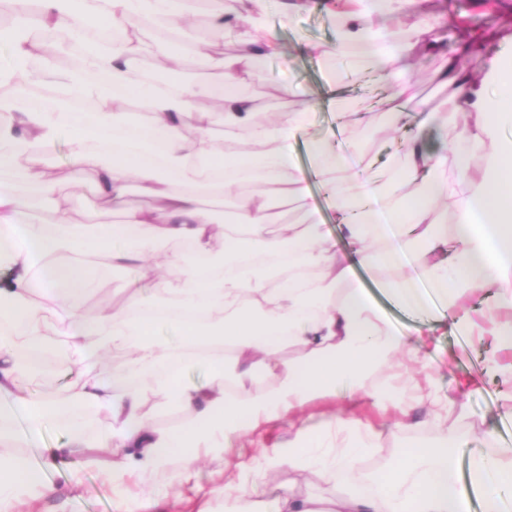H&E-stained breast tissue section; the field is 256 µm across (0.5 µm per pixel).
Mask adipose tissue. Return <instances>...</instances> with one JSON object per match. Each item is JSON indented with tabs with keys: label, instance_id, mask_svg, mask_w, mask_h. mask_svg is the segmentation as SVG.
<instances>
[{
	"label": "adipose tissue",
	"instance_id": "obj_1",
	"mask_svg": "<svg viewBox=\"0 0 512 512\" xmlns=\"http://www.w3.org/2000/svg\"><path fill=\"white\" fill-rule=\"evenodd\" d=\"M30 1L15 0L14 23L0 29V43L11 52L9 63L0 65V84L21 89L0 99V261L13 271L0 284V392H14V403L31 426L56 411L49 402L20 392L30 368L43 357L51 313L69 320L70 349L85 368H92L109 346L135 347L132 364L114 372L111 381L87 376L67 396L65 423L72 436L83 433L85 410L110 413L102 445L112 451L110 472L117 482L131 469L155 472L173 462L179 468L169 477L178 480L195 465L199 449L222 447L228 435L274 420L287 421L294 438L287 453L271 459V468L311 465L329 479L355 476L382 432L340 416L299 424L297 415L310 401L335 394L343 381L359 392L369 371L421 349L441 326L474 335L479 324L464 312L461 299L489 288L503 315L494 339L512 351V138L502 134L504 122L512 123V57H487L477 76L453 64L445 69L441 83L450 91L449 119L477 117L456 135L431 124L428 115L400 108L393 112L397 129H417L405 144L406 162L397 174L411 182L412 191L395 203L384 184L366 191L338 180L346 154L329 136L312 131L307 100L284 106L269 119L261 116L254 97L241 94V83L263 82L264 61L279 51L265 22L268 0H209L210 24L233 44L230 53L192 42L175 45L188 24L186 0H81L76 12L66 8L65 0H34V10ZM420 3L346 0L333 14L336 39L323 48L325 61H362L395 76L405 74L419 31L389 36L387 20L418 12ZM115 29L122 31L121 39L109 38ZM47 35L60 50L83 45L84 66L64 73L41 57ZM148 56L167 70L168 86L144 77L140 63ZM205 70L219 72L223 84L182 79L185 72ZM39 83L64 102L95 100L96 110L84 125L64 128L60 113L29 109L22 91ZM131 99L149 112V125L131 127L125 112ZM218 122L246 130L248 148H216L211 133ZM64 131L72 165L95 174L98 196L122 216L90 240L66 221L50 229L36 219L37 206L55 202L58 184L19 163L34 150L50 152ZM301 134L319 167L331 173L325 188L341 237L327 232L309 205V177L294 157ZM450 167L456 172L452 179L446 174ZM462 176L468 180L464 193L458 182ZM132 179L144 198L137 208L125 200ZM281 195L298 202L306 221L276 232L271 201ZM224 197L235 206V223L228 229L215 223L205 205L206 199ZM448 203L455 210L454 226L430 220L433 208ZM171 240L188 242L215 263L219 275H208L171 252L164 263L177 270V277H148V260ZM90 246L132 274L135 283L172 304L202 312V322H175L179 343L173 346L163 341L159 327L134 320L132 312L141 306L135 296L118 312L77 315L69 300L91 288L92 272L73 256ZM260 254L288 255L309 277L284 286L283 268L256 263ZM356 263L395 272L389 294L401 306L421 307L420 283L432 289L440 306L415 328L414 341L393 333L355 286ZM41 288L59 294L40 302L35 293ZM279 325L286 326L288 342L302 351V358L279 360L280 342L273 333ZM217 342L233 354L200 358L210 372L209 384H188L176 372L152 382L153 369L168 363L176 349ZM262 372L276 375L278 384L253 392V380ZM148 386L189 409L193 426L153 427L142 409ZM455 449V434L443 432L436 443L408 449L388 470L369 477L367 488L339 493L331 501L288 490L260 509L233 482L225 483L223 495L234 512H464ZM470 476L485 490L484 512H501L505 496L512 495V448L474 456ZM42 486L27 459L0 457V496Z\"/></svg>",
	"mask_w": 512,
	"mask_h": 512
}]
</instances>
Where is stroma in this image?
Returning a JSON list of instances; mask_svg holds the SVG:
<instances>
[{
    "instance_id": "1",
    "label": "stroma",
    "mask_w": 512,
    "mask_h": 512,
    "mask_svg": "<svg viewBox=\"0 0 512 512\" xmlns=\"http://www.w3.org/2000/svg\"><path fill=\"white\" fill-rule=\"evenodd\" d=\"M430 21L424 43L418 44L412 55V72L404 78L374 76L365 69L352 70L348 76L334 81L318 53L319 47L331 44L336 27L331 15L315 5L292 16H284L275 0H270L267 24L275 32L279 52L265 63L266 86L257 87L258 103L263 111H275L280 101L269 96L268 85L290 88L294 94H305L314 102L311 123L314 128L329 131L336 127V113L329 96L351 100L359 112L366 115L355 137L361 153L371 159L375 170L384 175L398 171L404 163V132L393 131L381 121L382 113L392 111L400 99L430 94L434 97L437 120H444L448 111V91L439 81L438 73L451 57L470 71L482 69L488 55L500 51V39L512 34V0H423L419 15H396L390 18L388 29L395 34L406 32L420 18ZM476 32L479 45L465 48L463 37ZM32 163L50 174L59 184V205H45L42 217L54 224L57 207L68 211L71 223L85 225L89 221L113 223L111 212L105 210L95 191V175L74 168L69 162L67 140H60L53 152L33 157ZM96 286L77 298L80 313L94 315L106 308L120 306L136 294L137 288L128 273L112 267L100 254L91 258ZM392 272L371 273L355 267L354 279L368 299L386 319L391 329L400 335L413 330L419 319L399 307L386 291ZM48 336L46 370L37 378L27 380V392L55 401L64 400L65 385L79 384L82 369L67 355L66 323L53 318L47 323ZM425 353L429 370H418L411 376L397 377L395 370L384 369L371 375L365 388L370 392H392L393 401L378 408L368 402L351 405L350 389L340 385L338 396L309 405L305 416L316 424L339 410L354 411L364 423L384 429L379 449L365 455L360 462L363 473L374 474L391 467L402 451L427 445L444 430L459 436L456 469L459 484L469 482V460L473 454L490 453L499 448L505 438L500 430L501 414L512 409V402L501 395L503 377L486 369L484 360L496 355L500 364L512 363V352H495L491 336H463L450 328H442L431 339ZM450 396L461 400L464 415H457L448 406L429 415L425 396ZM143 411L158 429L190 427L192 414L186 409L161 400L152 391L143 395ZM0 412L13 428L10 439L0 443V455L22 456L41 474L50 488L49 494L39 490L23 491L10 502L7 512H121L122 499H137L148 484L165 485L162 475L133 473L122 486L111 485L106 473L110 451H99L103 430L110 423L109 414L101 409L85 413V431L77 449L67 455H57V448L70 440L62 418H53L38 428L24 424V415L14 409L8 396H0ZM294 435L287 422L275 421L256 431L229 437L223 448L204 450L189 475L179 484L165 486L167 499L175 512H224V499L219 491L227 477L238 474L246 484L254 502L263 503L273 496L274 487L292 488L306 495L315 493L325 498L349 488V481H327L319 469L308 467L274 470L271 480L255 477L262 468V452L282 451Z\"/></svg>"
}]
</instances>
